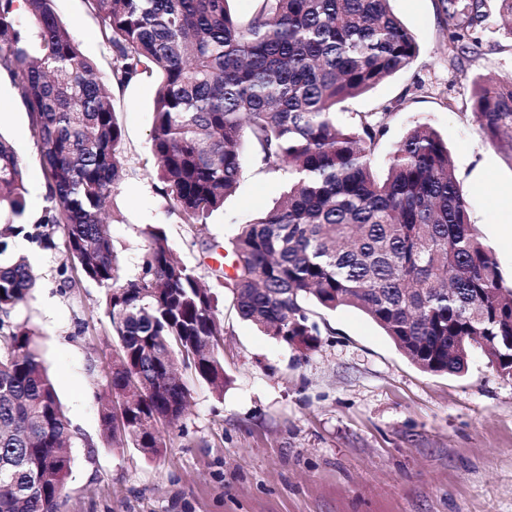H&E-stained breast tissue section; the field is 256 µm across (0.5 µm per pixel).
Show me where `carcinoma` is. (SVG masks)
<instances>
[{"label": "carcinoma", "instance_id": "1", "mask_svg": "<svg viewBox=\"0 0 512 512\" xmlns=\"http://www.w3.org/2000/svg\"><path fill=\"white\" fill-rule=\"evenodd\" d=\"M111 53L104 81L55 0H0V72L21 93L46 172L39 223L63 228L81 279L102 289L112 328L106 439L153 457L181 424L194 379L224 374L218 300L196 268L174 259L148 225L139 272L121 275L106 204L124 170L112 87L157 76L151 147L156 189L183 224H205L235 192L250 143L288 189L244 225L211 277L239 318L286 345L314 350L310 306L363 311L428 373L461 374L477 347L512 377V288L470 222L468 202L436 130L396 143L387 175L371 156L392 107L336 123V105L407 69L418 53L390 0H258L245 22L228 0H87ZM485 0H441L448 51L473 53ZM472 112L512 159V79L470 83ZM23 169L0 137V224L25 221ZM37 275L19 256L0 263V512H60L71 458L67 418L35 330H4Z\"/></svg>", "mask_w": 512, "mask_h": 512}]
</instances>
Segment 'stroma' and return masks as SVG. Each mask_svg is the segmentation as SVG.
I'll return each instance as SVG.
<instances>
[{"label":"stroma","mask_w":512,"mask_h":512,"mask_svg":"<svg viewBox=\"0 0 512 512\" xmlns=\"http://www.w3.org/2000/svg\"><path fill=\"white\" fill-rule=\"evenodd\" d=\"M391 8L419 52L406 70L338 104L336 121L355 123L392 105L372 156L380 175L409 129L435 128L470 221L511 284L512 160L486 140L468 85L477 76L512 78V37L498 27L501 0H485L481 44L459 60L448 55L440 0H391ZM56 10L100 75L109 77L100 17L85 0H56ZM156 89V79L143 76L112 90L126 155L125 175L108 203L112 238L122 274L131 277L143 252L140 229L163 225L176 256L206 279L203 243L234 239L243 224L273 207L286 182L249 160L223 211L203 226L181 223L150 176ZM0 135L18 151L28 189V220L22 233L6 235V253L26 255L39 275L33 298L10 323L40 332L73 430L62 512H512V377L499 374L478 349L465 373L424 372L350 307L315 309L321 344L305 351L241 320L229 291L216 288L229 384L220 394L195 385L184 427L168 430L157 457L113 447L102 434L96 400L107 392L109 319L97 306L99 288L63 284L79 270L61 228L39 222L45 171L20 93L1 76Z\"/></svg>","instance_id":"obj_1"}]
</instances>
